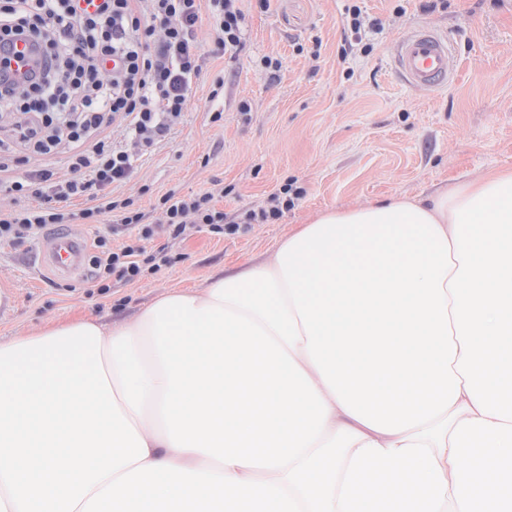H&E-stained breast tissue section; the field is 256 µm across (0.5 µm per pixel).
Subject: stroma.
I'll list each match as a JSON object with an SVG mask.
<instances>
[{
	"label": "stroma",
	"mask_w": 512,
	"mask_h": 512,
	"mask_svg": "<svg viewBox=\"0 0 512 512\" xmlns=\"http://www.w3.org/2000/svg\"><path fill=\"white\" fill-rule=\"evenodd\" d=\"M358 6L368 51H343L349 6ZM239 0L245 47L213 52L209 23L197 39L205 53L195 103L182 125L137 163L123 188L150 216L170 190L223 184L215 205L226 221L265 205L286 181L305 194L270 224L215 236L207 229L170 244L177 262L108 294L90 293L81 275L57 273L48 245L0 247V282L13 298L0 311V343L68 320L106 326L134 320L162 296L199 290L216 277L268 258L277 244L329 207L353 208L391 197H429L458 183L512 169V0ZM430 26L447 35L457 77L422 92L395 73L394 46ZM277 57L276 77L262 69ZM224 78V122L209 121V89ZM249 101L252 110L240 114Z\"/></svg>",
	"instance_id": "35a3bbf8"
}]
</instances>
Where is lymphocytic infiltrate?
Listing matches in <instances>:
<instances>
[{
    "label": "lymphocytic infiltrate",
    "mask_w": 512,
    "mask_h": 512,
    "mask_svg": "<svg viewBox=\"0 0 512 512\" xmlns=\"http://www.w3.org/2000/svg\"><path fill=\"white\" fill-rule=\"evenodd\" d=\"M205 20L217 49L243 48L236 0H0V41L32 37L46 59L26 85L0 87V192L12 200L0 210V245L115 219L125 243L99 234L86 256L85 283L105 294L173 265L158 237L182 239L203 225L237 231L209 192L164 194L154 222L133 199L113 195L190 109Z\"/></svg>",
    "instance_id": "f902f5d3"
}]
</instances>
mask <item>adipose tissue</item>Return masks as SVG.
<instances>
[{
	"label": "adipose tissue",
	"mask_w": 512,
	"mask_h": 512,
	"mask_svg": "<svg viewBox=\"0 0 512 512\" xmlns=\"http://www.w3.org/2000/svg\"><path fill=\"white\" fill-rule=\"evenodd\" d=\"M99 334L148 455L75 512H512V172L325 209Z\"/></svg>",
	"instance_id": "adipose-tissue-1"
}]
</instances>
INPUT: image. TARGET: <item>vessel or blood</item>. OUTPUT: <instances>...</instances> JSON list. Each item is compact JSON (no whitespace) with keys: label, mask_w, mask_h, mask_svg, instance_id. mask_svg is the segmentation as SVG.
Wrapping results in <instances>:
<instances>
[{"label":"vessel or blood","mask_w":512,"mask_h":512,"mask_svg":"<svg viewBox=\"0 0 512 512\" xmlns=\"http://www.w3.org/2000/svg\"><path fill=\"white\" fill-rule=\"evenodd\" d=\"M7 54L22 53V66L11 67L4 78L10 83L22 82L40 62L34 44L25 38L14 39ZM394 69L400 79L416 89L434 91L446 86L455 76V60L448 40L439 32L418 27L403 38L394 53ZM50 260L59 269L71 271L82 262L83 251L78 237L64 232L58 234L50 247Z\"/></svg>","instance_id":"vessel-or-blood-1"}]
</instances>
